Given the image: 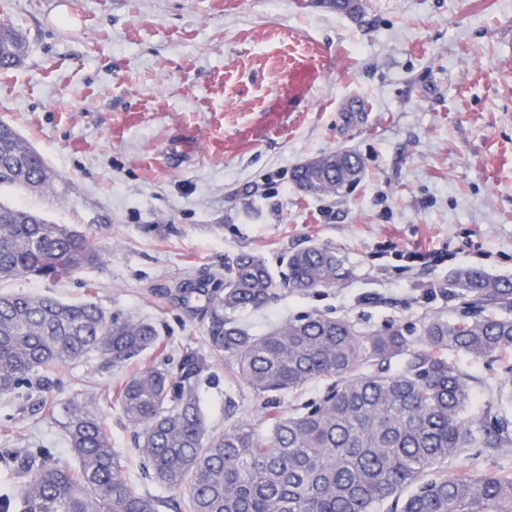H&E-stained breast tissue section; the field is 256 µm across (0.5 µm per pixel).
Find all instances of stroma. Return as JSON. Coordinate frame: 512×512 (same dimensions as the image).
I'll return each instance as SVG.
<instances>
[{"instance_id":"1","label":"stroma","mask_w":512,"mask_h":512,"mask_svg":"<svg viewBox=\"0 0 512 512\" xmlns=\"http://www.w3.org/2000/svg\"><path fill=\"white\" fill-rule=\"evenodd\" d=\"M353 20L319 0H0V21L22 30L23 63L0 71V119L56 177L32 192L4 185L0 203L69 224L102 257L58 280L0 281V293L90 299L155 323L176 358L207 347L205 303H182L180 282L227 276L241 252L262 255L279 288L265 308L236 313L262 334L327 315L370 332L417 339L423 319L461 316L444 294L461 267L512 279V0H362ZM322 76L304 96L288 73ZM358 154V179L313 197L292 174L336 151ZM336 250L349 270L332 287H283L291 252ZM437 252L426 266L404 252ZM90 355L56 375L55 400L93 398L124 472L142 492L133 433L103 395L142 366ZM453 363L472 380L473 410L496 407L512 350ZM213 433L257 423L258 402L223 362L199 389ZM42 396L0 400V451L66 456L60 419Z\"/></svg>"}]
</instances>
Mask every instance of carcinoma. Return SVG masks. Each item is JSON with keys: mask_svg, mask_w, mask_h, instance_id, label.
<instances>
[{"mask_svg": "<svg viewBox=\"0 0 512 512\" xmlns=\"http://www.w3.org/2000/svg\"><path fill=\"white\" fill-rule=\"evenodd\" d=\"M23 33L0 24V70L20 65ZM361 159L338 151L293 174L312 196L335 195L359 176ZM54 174L42 155L0 121V185L43 190ZM101 258L95 239L50 224L26 209L0 204V280L71 276ZM348 276L324 246L288 256V287L331 286ZM453 295L468 310L458 319L423 320L418 343L389 325L364 332L344 318L313 316L253 336L233 315L268 305L276 284L265 260L237 255L229 276L180 285L182 300L205 299L207 349L184 346L175 361L147 365L124 379L111 402L134 432L136 454L159 485L180 494L184 512H512V472L490 464L450 470L476 443L512 446V381L497 387L494 423L471 412L473 390L451 354L484 359L512 350V318L484 315L512 307V280L481 270L453 273ZM164 345L151 322L132 321L92 300L76 304L45 295L0 294V398L21 389L46 396L41 410L61 413L70 464L42 448L7 450L18 485L0 495V512H160L164 501L126 478L101 418L84 401L48 395L58 370L94 353L121 367ZM262 401L265 433L231 422L209 430L198 389L217 361ZM327 381L318 402L276 411L281 394Z\"/></svg>", "mask_w": 512, "mask_h": 512, "instance_id": "1", "label": "carcinoma"}]
</instances>
